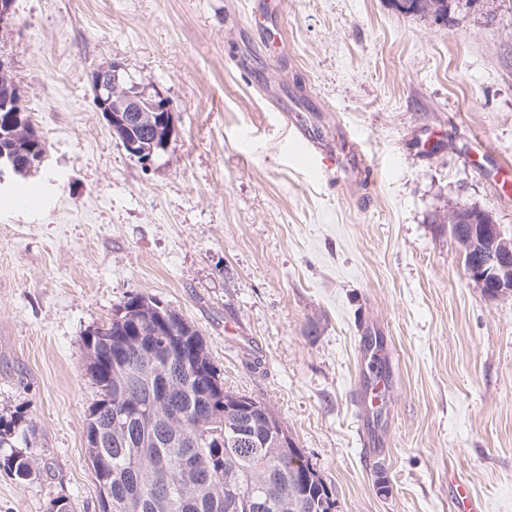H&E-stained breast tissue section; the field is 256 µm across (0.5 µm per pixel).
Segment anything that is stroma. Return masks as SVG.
I'll return each mask as SVG.
<instances>
[{"label": "stroma", "instance_id": "35a3bbf8", "mask_svg": "<svg viewBox=\"0 0 512 512\" xmlns=\"http://www.w3.org/2000/svg\"><path fill=\"white\" fill-rule=\"evenodd\" d=\"M249 0H14L0 62L47 156L0 192V420L34 461L0 469V512H100L83 337L133 294L201 332L224 387L280 417L335 512H448L458 471L512 512V296L465 274L448 215L512 236V0L450 22L394 0H279L286 46L257 43ZM121 63L175 110L144 167L96 111L89 76ZM297 105L365 173L295 148ZM397 368L386 448L359 453L350 393L361 318ZM336 161V169L341 167H349L356 170L358 173H362L367 168L366 163L363 160V156L358 148V146L354 142H347L341 148V152L336 153L335 158L330 154L329 156H324L321 159L322 164L330 165L335 164Z\"/></svg>", "mask_w": 512, "mask_h": 512}]
</instances>
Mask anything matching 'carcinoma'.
Returning a JSON list of instances; mask_svg holds the SVG:
<instances>
[{"mask_svg":"<svg viewBox=\"0 0 512 512\" xmlns=\"http://www.w3.org/2000/svg\"><path fill=\"white\" fill-rule=\"evenodd\" d=\"M405 13L431 12L448 20V0H399ZM16 83L0 75V118L10 111ZM144 92L130 76L112 84L110 107L121 108ZM115 133L120 146L133 143L156 150L168 133L150 111ZM47 147L26 121L0 122V151L24 157ZM489 215L474 207L453 211L451 236L462 243L468 225L484 224ZM86 346L87 371L100 399L86 419L88 455H96L99 485L110 493V512H219L231 494L254 505L250 512H330V486L304 460L293 438L284 442L279 417L265 404L245 416L234 409L215 411L216 394L228 395L208 356L200 331L154 297L137 294L116 306L112 319L91 331ZM162 334L176 337L180 353L141 344ZM165 394L158 395V388ZM191 452L199 469L182 466ZM0 467L19 480L34 473L30 460L16 451H0Z\"/></svg>","mask_w":512,"mask_h":512,"instance_id":"cac0c4a2","label":"carcinoma"}]
</instances>
